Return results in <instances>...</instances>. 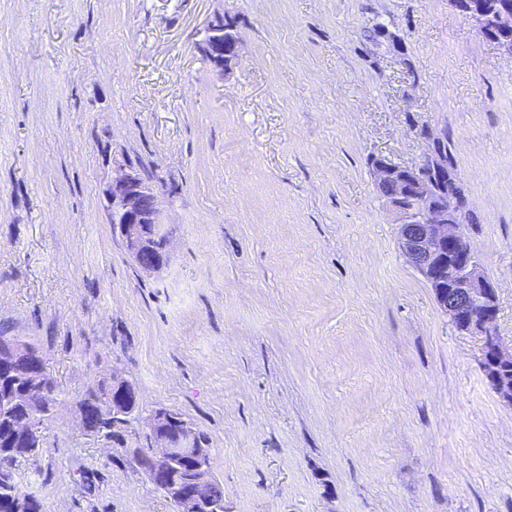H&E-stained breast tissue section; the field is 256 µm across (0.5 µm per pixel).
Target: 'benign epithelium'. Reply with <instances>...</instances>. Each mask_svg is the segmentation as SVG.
<instances>
[{"mask_svg":"<svg viewBox=\"0 0 512 512\" xmlns=\"http://www.w3.org/2000/svg\"><path fill=\"white\" fill-rule=\"evenodd\" d=\"M482 35L512 55V0H498L490 7L484 0H455ZM209 49L217 59L214 68L224 72L223 32L207 29ZM376 186L393 188L386 202L399 224V248L416 271L433 287L435 297L455 328L481 341L482 369L500 400L512 406V345L504 344L497 329L498 303L494 284L481 259L466 245L461 224L448 208V198L436 197L427 171L410 180L400 166L386 160L373 163ZM106 211L112 229L140 269L151 272L160 265L151 259L152 240L167 252V234L161 223L154 188L133 171L112 180L106 189ZM6 359L23 358L31 369L29 390H43L41 353L20 339L0 341ZM10 446L21 448L36 420L15 413L9 419ZM144 425L150 436V452L144 465L147 479L164 492L177 512H225L224 503L201 495L212 481L210 449L200 447L191 425L170 410L159 408Z\"/></svg>","mask_w":512,"mask_h":512,"instance_id":"1","label":"benign epithelium"}]
</instances>
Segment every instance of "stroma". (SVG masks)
<instances>
[{"label":"stroma","instance_id":"1","mask_svg":"<svg viewBox=\"0 0 512 512\" xmlns=\"http://www.w3.org/2000/svg\"><path fill=\"white\" fill-rule=\"evenodd\" d=\"M435 135L510 345L512 55L454 0H0V323L60 391L20 466L42 512H172L82 428L116 368L206 435L227 512H512V406L374 186ZM122 164L159 190L154 273L109 222Z\"/></svg>","mask_w":512,"mask_h":512}]
</instances>
